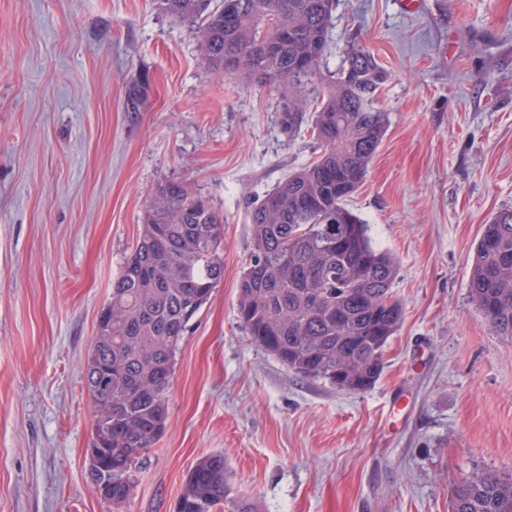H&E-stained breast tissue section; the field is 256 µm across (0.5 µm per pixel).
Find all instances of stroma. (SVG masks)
I'll return each mask as SVG.
<instances>
[{
	"instance_id": "obj_1",
	"label": "stroma",
	"mask_w": 512,
	"mask_h": 512,
	"mask_svg": "<svg viewBox=\"0 0 512 512\" xmlns=\"http://www.w3.org/2000/svg\"><path fill=\"white\" fill-rule=\"evenodd\" d=\"M331 65L370 48L386 135L348 206L396 258L403 318L351 395L289 371L237 319L257 199L311 162L278 92L213 76L154 0H0V512H174L223 454L257 512H449L512 474V339L468 294L512 208V0H336ZM166 180L224 220V280L181 340L164 433L114 510L87 474L97 318Z\"/></svg>"
}]
</instances>
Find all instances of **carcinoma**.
Wrapping results in <instances>:
<instances>
[{"label":"carcinoma","mask_w":512,"mask_h":512,"mask_svg":"<svg viewBox=\"0 0 512 512\" xmlns=\"http://www.w3.org/2000/svg\"><path fill=\"white\" fill-rule=\"evenodd\" d=\"M194 34L201 63L283 94L281 124L300 131L306 112L319 155L249 212L250 253L237 317L251 340L304 378L360 394L380 377L383 352L403 316L392 291L398 265L377 250L347 201L364 184L385 136L378 105L387 70L353 46L326 66L334 0H155ZM276 47L274 53L267 46ZM224 280V225L185 183L158 184L142 230L102 308L86 364L93 440L109 449L102 497L131 498L144 455L165 430L178 345ZM494 332L512 339V208L484 225L468 280ZM450 512H512V476L497 471L456 482ZM256 512L237 494L224 454L197 460L176 512Z\"/></svg>","instance_id":"obj_1"}]
</instances>
